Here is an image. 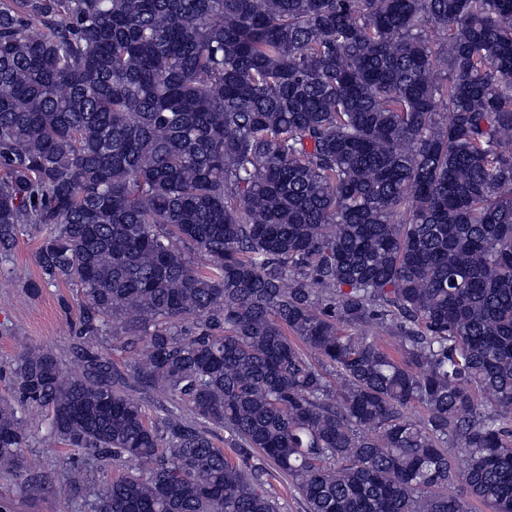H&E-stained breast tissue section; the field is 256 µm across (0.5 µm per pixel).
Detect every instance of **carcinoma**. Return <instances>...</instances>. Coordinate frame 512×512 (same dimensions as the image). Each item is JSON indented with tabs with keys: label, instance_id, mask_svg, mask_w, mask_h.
Here are the masks:
<instances>
[{
	"label": "carcinoma",
	"instance_id": "cac0c4a2",
	"mask_svg": "<svg viewBox=\"0 0 512 512\" xmlns=\"http://www.w3.org/2000/svg\"><path fill=\"white\" fill-rule=\"evenodd\" d=\"M28 224L79 371L19 353L1 471L36 405L90 512H512V0H0V271ZM263 475L265 488L278 503L281 512H305L302 498L295 486L288 479L278 474L272 466H265Z\"/></svg>",
	"mask_w": 512,
	"mask_h": 512
}]
</instances>
